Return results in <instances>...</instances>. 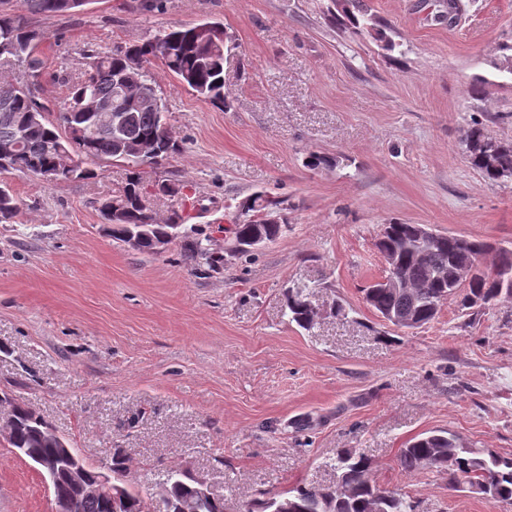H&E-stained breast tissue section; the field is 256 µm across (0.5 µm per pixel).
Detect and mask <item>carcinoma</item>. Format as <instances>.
I'll use <instances>...</instances> for the list:
<instances>
[{
	"label": "carcinoma",
	"mask_w": 512,
	"mask_h": 512,
	"mask_svg": "<svg viewBox=\"0 0 512 512\" xmlns=\"http://www.w3.org/2000/svg\"><path fill=\"white\" fill-rule=\"evenodd\" d=\"M70 0H24L33 16L54 17L72 10ZM331 16L342 25H351L379 40L385 39L376 28L374 19L356 0H333ZM207 29L198 33L194 26H170L147 40L117 46L108 52L91 54L83 77L68 87L60 109L52 114L36 96L44 61L39 43L43 33L16 15L0 10V66H19L29 71L33 87H22L17 78L0 75V143L18 140L16 151L0 164V172L16 171L39 182L56 184L90 179L94 171L86 166L43 179L54 169L60 149L73 153L84 161H117L131 168L125 185L119 192L99 203L98 210L114 224L112 238L122 243L137 233L139 225L150 224L152 237L143 241L139 251L152 253L155 240L181 226L184 217L176 212L159 218L143 205L146 188L136 169L142 164H158L179 153L182 145L166 128L164 108L155 111L140 102L142 88L124 86L122 77L136 66L146 71V82L153 86L151 72L154 63L175 77L196 96L213 107H227L224 94V56L235 49L232 39L220 22L205 23ZM93 95L112 104L126 114L123 131L125 143L150 139L156 143V155L146 161L130 152H118L112 127L101 122L97 113L83 108L85 97ZM488 139L482 127L475 123L463 129L462 140L466 159L484 181L493 186L512 180V142H498L497 154H483L482 143ZM281 201L257 194L247 204L254 219L230 228L233 238L262 237L277 240L286 225L270 220ZM20 211L13 192L0 183V223L9 224ZM196 269L215 271L224 265V256L210 248V235L198 233L184 238ZM387 265V276L404 279V291L396 292L373 283L362 289L363 300L374 312L389 316L413 314L425 325L435 319L436 306L449 296L463 291L461 306L472 308L477 301L485 304L502 298L512 299V287L502 286V277L512 273V249L498 247L480 238L443 235L438 241L423 242L415 224H386L377 243ZM494 254L487 265L483 259ZM478 265L481 276L463 285L453 280L461 266ZM313 288L302 286L288 289L285 306L289 321L308 329L314 319L307 302ZM8 443L20 456L35 463L56 457L61 447L44 437L45 421L33 409L15 404L8 416ZM399 466L408 473L436 472L448 475V483L468 487L492 503L512 504V456L501 455L490 448H475L462 442L451 432L441 431L415 437L400 449ZM336 479L328 485H300L282 494H262L247 512H414L413 505L401 494L379 485L372 477V462L355 449H346L329 462ZM174 480L163 492L148 494L130 484H124L125 502L122 512H224V500L210 493L200 494L195 475L177 467ZM79 512H112L109 491L82 500Z\"/></svg>",
	"instance_id": "carcinoma-1"
}]
</instances>
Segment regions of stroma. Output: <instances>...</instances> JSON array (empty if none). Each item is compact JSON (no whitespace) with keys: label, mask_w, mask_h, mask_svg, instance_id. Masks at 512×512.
<instances>
[{"label":"stroma","mask_w":512,"mask_h":512,"mask_svg":"<svg viewBox=\"0 0 512 512\" xmlns=\"http://www.w3.org/2000/svg\"><path fill=\"white\" fill-rule=\"evenodd\" d=\"M143 2L31 17L43 34L38 98L56 111L59 72L81 78L87 51L223 22L237 44L227 108L154 66L185 149L140 176L180 185L148 207L210 233L224 266L197 272L179 239L161 254L112 241L98 204L125 183L122 164L51 185L6 174L22 209L0 223V397L34 409L100 471L123 455L142 491L175 467L205 476L224 512L332 482L327 462L346 448L416 512H512L398 465L408 440L435 430L512 455V299L466 309L455 296L431 323L398 329L361 294L385 274L386 224L512 248V182L488 185L461 142L474 122L512 140V74L498 68L512 0H462L451 22L440 0H363L384 43L337 26L330 0ZM314 154L323 162L308 166ZM258 192L281 199L287 231L228 252L223 228ZM303 284L318 289L308 331L284 314L287 290ZM0 512H53L44 478L1 430Z\"/></svg>","instance_id":"1"}]
</instances>
